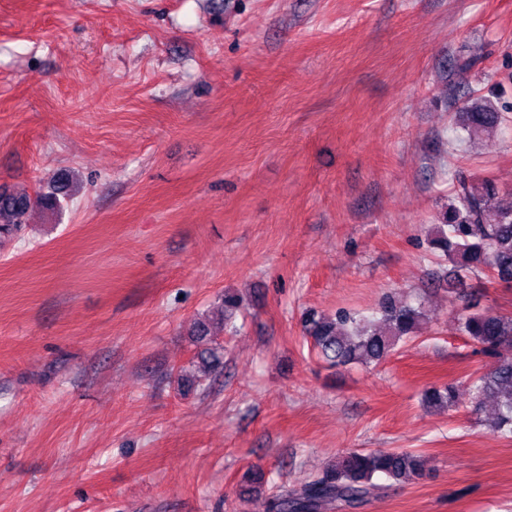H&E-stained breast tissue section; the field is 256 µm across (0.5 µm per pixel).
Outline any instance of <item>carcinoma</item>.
Returning a JSON list of instances; mask_svg holds the SVG:
<instances>
[{
	"label": "carcinoma",
	"instance_id": "carcinoma-1",
	"mask_svg": "<svg viewBox=\"0 0 512 512\" xmlns=\"http://www.w3.org/2000/svg\"><path fill=\"white\" fill-rule=\"evenodd\" d=\"M504 120L499 108L486 97L464 102L460 128L474 141L490 133ZM69 178L53 180L52 191L35 197L0 190V236H15L25 227L34 204L56 208L59 196L67 195ZM428 250L452 265L448 278L457 288L471 274L488 273L512 283V191L501 190L491 179L459 171L454 176V197L444 222L433 225L426 236ZM425 301L387 293L379 309L370 315L342 311L327 316L314 309L302 314V332L317 356L334 367L376 366L389 358L399 344L417 336L426 321ZM457 331L476 351L497 359L495 368L466 382L472 411L479 416L487 403L494 405L489 429L512 439V313L477 309L470 305L455 317ZM196 358L211 370L222 364V347L214 344L210 327L201 320L194 325ZM459 384L451 382L423 392L430 408L456 409ZM425 473L421 456L406 450L353 449L336 457L323 471L291 490L271 497L261 489H245L247 501L260 503L263 512H323L329 506L356 508L389 489L377 482L384 476L396 482L420 479Z\"/></svg>",
	"mask_w": 512,
	"mask_h": 512
}]
</instances>
